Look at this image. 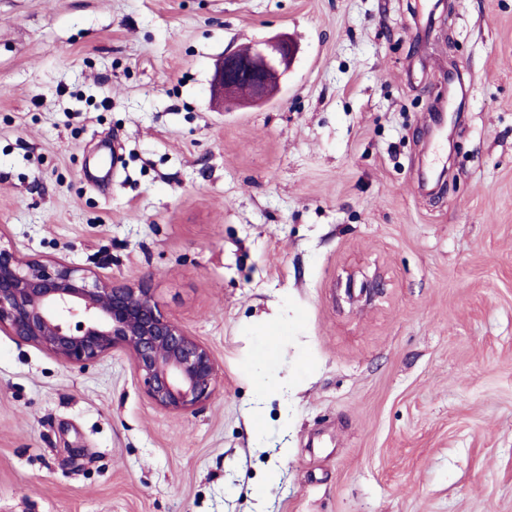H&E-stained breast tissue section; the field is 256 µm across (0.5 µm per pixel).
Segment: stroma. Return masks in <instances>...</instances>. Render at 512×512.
Returning a JSON list of instances; mask_svg holds the SVG:
<instances>
[{"label": "stroma", "instance_id": "1", "mask_svg": "<svg viewBox=\"0 0 512 512\" xmlns=\"http://www.w3.org/2000/svg\"><path fill=\"white\" fill-rule=\"evenodd\" d=\"M1 86L0 243L144 283L219 374L171 414L0 332V512H512V0H0ZM296 54V45L284 34L255 41L246 52L224 53L213 83L224 109L267 102L280 88Z\"/></svg>", "mask_w": 512, "mask_h": 512}]
</instances>
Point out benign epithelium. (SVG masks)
I'll use <instances>...</instances> for the list:
<instances>
[{"instance_id":"obj_1","label":"benign epithelium","mask_w":512,"mask_h":512,"mask_svg":"<svg viewBox=\"0 0 512 512\" xmlns=\"http://www.w3.org/2000/svg\"><path fill=\"white\" fill-rule=\"evenodd\" d=\"M296 54L284 34L224 53L213 83L224 108L267 102ZM0 331L69 366L124 352L149 399L169 413L193 411L214 394L219 367L211 351L162 314L148 289L62 258L44 262L0 247Z\"/></svg>"}]
</instances>
